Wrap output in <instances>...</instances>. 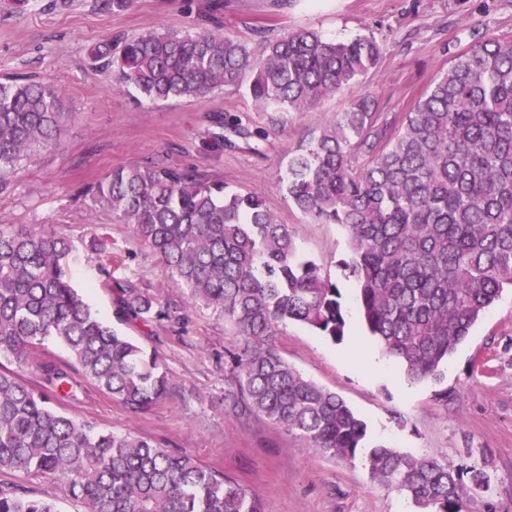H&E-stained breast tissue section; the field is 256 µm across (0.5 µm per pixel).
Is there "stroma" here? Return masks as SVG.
Listing matches in <instances>:
<instances>
[{
	"mask_svg": "<svg viewBox=\"0 0 512 512\" xmlns=\"http://www.w3.org/2000/svg\"><path fill=\"white\" fill-rule=\"evenodd\" d=\"M0 0V79L34 75L53 83L68 112L55 147L24 165L10 192L0 194V224L41 225L70 237L77 260L74 288L106 321L164 361L172 394L135 415L88 381L52 407L98 429L131 433L190 454L266 499L272 512H414L397 491L373 482L364 456L344 461L306 447L259 416L235 406L233 358L243 338L213 307L190 303L163 258L138 241L131 225L95 206L88 184L117 169L162 162L255 191L279 223L292 228L299 255L321 264L342 293L347 334L335 341L288 325L272 342L304 377L336 392L365 422V447L385 445L415 455L440 454L454 463H483L488 512H512V293L489 307L468 341L443 365L440 381L414 384L403 366L384 358L376 369L353 351L373 347L363 331L355 284L339 267L348 236L338 224H318L289 201L288 154L333 123L351 92L325 98L307 112H263L245 89L226 88L191 100L152 103L112 88L93 50L118 35L154 27L187 31L201 25L210 0H132L122 11L98 0H35L22 14ZM227 34L259 51L261 39L312 28L336 40L375 38L383 47L364 78L386 116L402 115L471 31L512 36V0H224ZM239 118L247 139L215 144V115ZM135 288L168 311L166 319L119 320L116 284ZM448 391L447 402L436 392ZM57 512H80L59 481L0 475Z\"/></svg>",
	"mask_w": 512,
	"mask_h": 512,
	"instance_id": "obj_1",
	"label": "stroma"
}]
</instances>
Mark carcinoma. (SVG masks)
<instances>
[{"mask_svg": "<svg viewBox=\"0 0 512 512\" xmlns=\"http://www.w3.org/2000/svg\"><path fill=\"white\" fill-rule=\"evenodd\" d=\"M123 35L93 56L113 87L144 99L198 98L246 87L266 112H306L354 88L375 68L372 37L328 40L296 28L256 57L220 29ZM68 113L48 82H0V194L40 149L57 144ZM367 158L358 166L355 158ZM286 189L307 217L340 224L365 331L412 382L434 379L481 315L512 290V38L471 31L408 112L388 119L376 98L351 100L336 122L289 154ZM96 205L156 250L193 303L224 313L243 337L236 357L243 413L262 416L331 458L366 451L379 485L417 512H481L484 466L364 449L366 424L338 395L304 378L270 337L290 321L334 341L346 335L336 283L297 257L292 233L261 196L228 191L192 170L159 163L118 169L90 186ZM74 249L61 230L0 224V356L36 364V388L0 368V472L57 476L82 512H271L260 495L130 433L57 412L51 396L79 375L148 412L173 387L154 352L104 320L71 284ZM126 318L169 317L149 297L120 289ZM52 338L72 364L35 361ZM0 512H55L21 487L0 488Z\"/></svg>", "mask_w": 512, "mask_h": 512, "instance_id": "obj_1", "label": "carcinoma"}]
</instances>
